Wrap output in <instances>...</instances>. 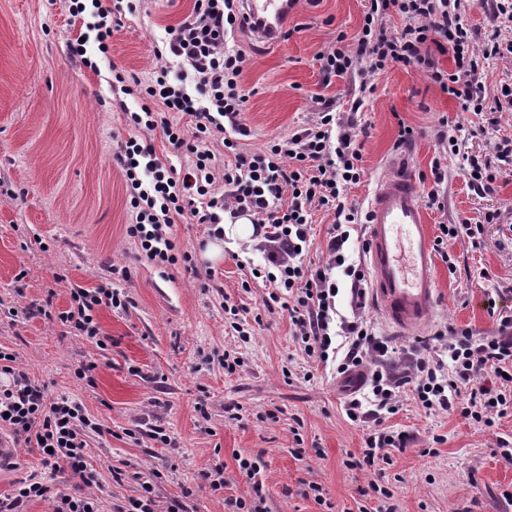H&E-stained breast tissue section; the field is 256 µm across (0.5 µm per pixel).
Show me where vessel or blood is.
<instances>
[{
	"label": "vessel or blood",
	"mask_w": 512,
	"mask_h": 512,
	"mask_svg": "<svg viewBox=\"0 0 512 512\" xmlns=\"http://www.w3.org/2000/svg\"><path fill=\"white\" fill-rule=\"evenodd\" d=\"M294 0H244L242 20L258 41L278 44L295 14ZM371 297L399 333L426 323L437 302L432 244L416 176L405 155L389 164L366 208Z\"/></svg>",
	"instance_id": "vessel-or-blood-1"
}]
</instances>
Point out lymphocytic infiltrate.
<instances>
[{
	"label": "lymphocytic infiltrate",
	"mask_w": 512,
	"mask_h": 512,
	"mask_svg": "<svg viewBox=\"0 0 512 512\" xmlns=\"http://www.w3.org/2000/svg\"><path fill=\"white\" fill-rule=\"evenodd\" d=\"M143 6V0H68L72 18L87 12L94 18L93 40L72 39V56L97 70L88 43L96 44V53H108L114 16L136 13ZM467 8V0H369L357 35L338 33L335 44L321 55L326 76L351 74L358 80L349 112L337 111L335 101L319 99L305 127L256 152L240 151L235 141L247 133L240 122L247 101L241 86L247 57L227 46L242 25L237 0H195L192 11L167 28L156 46L157 67L149 84L128 82L120 73L112 76L114 92L142 101L139 110L125 112L132 134L112 154L134 215L127 236L156 265L188 264L191 256L177 251L176 220L207 225L209 235L218 239L225 219L249 217L261 238L259 277L271 286L262 301L264 311H287L306 355L334 366L337 375L367 372V392L344 404L347 419L366 431L358 461L363 468L391 464L392 451L411 443L408 433L384 425L399 412L402 390H410L426 411L456 412L487 428L512 416L511 314L500 317L492 335L440 329L410 350L397 352L367 321L365 271L350 263L345 252L352 230L365 221L362 209L348 203L346 194L364 174L355 128L376 75L391 66L409 67L455 97L462 111L512 112V88L490 102L482 82L484 62L512 55V38L503 37L498 28L479 35L465 20ZM394 16L400 28L387 27V19ZM443 55L451 58L452 68L440 66ZM174 112L188 115L190 127L173 123ZM155 133L173 151L192 155L183 176H175L157 155L150 141ZM217 141L224 148L220 156L213 150ZM505 165H512V140L497 143L491 158L471 162L464 174L473 190L489 192L496 169ZM318 210L334 214L326 237L327 263L307 269L303 261L310 218ZM335 269L347 277L346 286L333 279ZM343 290L348 293L345 314L336 304ZM126 304L125 295L112 288H75L68 309L57 318L103 349L107 343L95 318L97 308ZM15 361L12 353L0 349V430L37 451L44 470L69 472L76 485L71 492H55L43 477L29 476L12 494L0 497V512H25L30 501L46 497L53 500L52 512H103L93 491L97 476L87 452V438L100 433V425L82 404L49 398L33 386Z\"/></svg>",
	"instance_id": "f902f5d3"
}]
</instances>
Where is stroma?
<instances>
[{
  "label": "stroma",
  "mask_w": 512,
  "mask_h": 512,
  "mask_svg": "<svg viewBox=\"0 0 512 512\" xmlns=\"http://www.w3.org/2000/svg\"><path fill=\"white\" fill-rule=\"evenodd\" d=\"M193 5L151 0L146 12L121 17L94 73L69 55L80 26L66 0H0V347L48 396L82 402L101 423L88 451L105 512L139 496L138 475L154 469L161 473L160 507L177 501L183 512H225L226 499L257 494L238 471L240 456L260 457V494L269 512H359L375 505L360 494L372 481L393 492L397 512H512L504 498L512 492V465L494 453L498 440L512 439V417L487 428L455 412H427L403 395L399 413L385 423L413 443L393 452L385 474L360 469L365 431L342 409L352 392L304 353L287 315L263 313L246 343L224 325L226 302L261 311L267 287L241 286L263 261L255 244L225 248L210 262L203 257L206 225L181 220L176 243L193 264L164 268L127 236L131 212L112 152L130 130L109 81L118 71L150 82L165 27ZM368 6V0H298L287 36L271 47L236 30L233 45L247 56L240 121L248 133L237 139L241 150L264 149L306 126L317 96L349 110L353 76L326 78L320 55L337 32L358 31ZM374 84L359 114L364 176L348 190V201L367 205L391 159L405 149L422 191L433 186L434 158L448 174L444 208L427 212L431 226L487 212L495 219L484 225L478 245L449 241L455 264L436 261L438 303L418 334H393L372 304L366 317L399 350L436 325L491 335L492 309L512 312V167L497 170L495 189L486 194L473 191L464 170L469 159L512 139V112L491 123L460 111L411 68L387 69ZM443 119L460 144L459 153L445 157L434 139ZM404 125L414 131L405 146ZM102 285L128 298L125 309L97 314L112 340L106 349L41 313L46 306L67 310L71 288ZM228 351L243 361L232 375L224 371ZM83 364L93 365L91 380L76 377ZM237 403L245 408L239 421L227 413ZM137 425L142 434L128 437ZM156 425L176 449L150 438L147 430ZM218 464L225 485L215 492L201 475ZM312 483L326 490L325 505L308 496Z\"/></svg>",
  "instance_id": "1"
}]
</instances>
